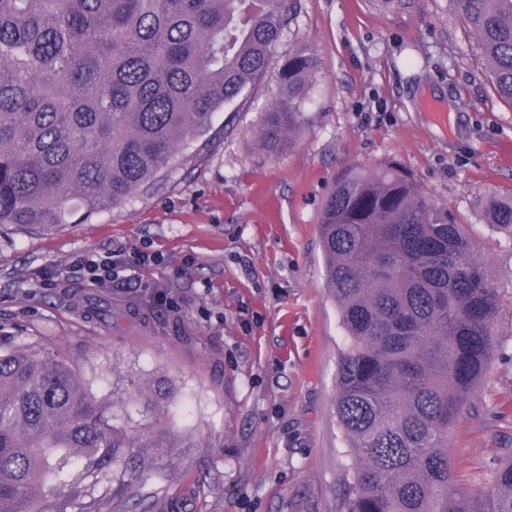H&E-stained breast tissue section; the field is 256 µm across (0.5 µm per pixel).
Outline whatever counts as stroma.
Wrapping results in <instances>:
<instances>
[{
    "label": "stroma",
    "instance_id": "35a3bbf8",
    "mask_svg": "<svg viewBox=\"0 0 512 512\" xmlns=\"http://www.w3.org/2000/svg\"><path fill=\"white\" fill-rule=\"evenodd\" d=\"M367 3L300 0L257 96L216 114L210 151L128 202L50 231L0 226V351L55 349L100 399L132 376L178 389L169 416L194 447L157 458L122 495L101 480L99 512H343L344 339L318 224L355 166L403 171L470 225L474 256L505 297L503 345L449 432V456L474 490L512 456V237L477 205L488 190L512 195V105L448 0L383 14ZM300 43L318 75L293 146L271 156L258 143L263 108ZM111 249L161 261L104 287L76 271ZM94 302L112 317H93Z\"/></svg>",
    "mask_w": 512,
    "mask_h": 512
}]
</instances>
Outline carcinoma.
<instances>
[{
    "label": "carcinoma",
    "instance_id": "carcinoma-1",
    "mask_svg": "<svg viewBox=\"0 0 512 512\" xmlns=\"http://www.w3.org/2000/svg\"><path fill=\"white\" fill-rule=\"evenodd\" d=\"M299 0H0V225L48 230L129 201L178 152L210 145L216 113L252 97ZM512 105V0H450ZM318 59L298 45L259 131L291 148ZM512 236V196L482 197ZM325 286L344 330L336 421L346 512H512V457L471 491L448 430L501 347L503 296L468 227L405 173L350 169L326 197ZM173 385L133 382L108 403L34 347L0 352V512H95L191 438L165 420ZM148 401L156 419L132 424Z\"/></svg>",
    "mask_w": 512,
    "mask_h": 512
}]
</instances>
